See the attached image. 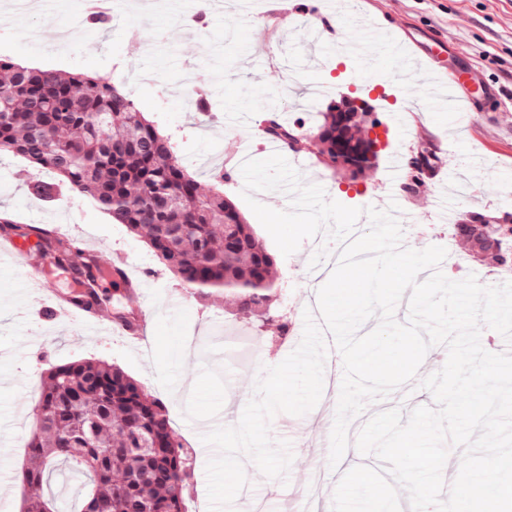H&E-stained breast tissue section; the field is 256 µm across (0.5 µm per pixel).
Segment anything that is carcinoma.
<instances>
[{
    "mask_svg": "<svg viewBox=\"0 0 512 512\" xmlns=\"http://www.w3.org/2000/svg\"><path fill=\"white\" fill-rule=\"evenodd\" d=\"M334 112L322 113L311 132L265 121L269 133L300 152L316 142L323 164L353 176L376 165L378 152L361 137L370 112L352 113L344 125L345 150L336 143ZM9 152L48 169L58 182L36 181L35 194L51 198L62 186L91 199L144 239L182 287L204 298L233 295L234 316L248 324L277 322V339L288 333L280 313L283 294L275 260L235 205L218 190H204L176 156L170 137L146 120L110 81L82 73L24 67L0 56V154ZM438 155L424 146L410 161L409 189L430 175ZM0 234L28 244L65 272L77 291L70 301L134 318L123 305L134 285L104 258L79 252L74 240L51 229L18 224L0 209ZM457 241L472 246L481 236L500 243L490 252L512 272V217L499 220L471 212L453 224ZM112 280V293L99 290ZM41 421L28 439L18 475L36 489L24 512H59L41 492L49 474L63 468L84 478L76 512H186L190 458L175 434L169 410L119 365L85 358L50 366L37 402Z\"/></svg>",
    "mask_w": 512,
    "mask_h": 512,
    "instance_id": "1",
    "label": "carcinoma"
}]
</instances>
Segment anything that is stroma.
I'll return each instance as SVG.
<instances>
[{
	"instance_id": "1",
	"label": "stroma",
	"mask_w": 512,
	"mask_h": 512,
	"mask_svg": "<svg viewBox=\"0 0 512 512\" xmlns=\"http://www.w3.org/2000/svg\"><path fill=\"white\" fill-rule=\"evenodd\" d=\"M19 2L0 0V56L43 69L95 74L119 86L170 137L183 165L204 189L220 188L252 224L275 256L288 309L303 315L310 294L322 285L311 270L328 263L332 245L320 235L303 241L293 255H280L242 198L241 170L231 162L239 139L263 143L265 102L276 104L282 123L309 128L342 97L357 94L335 53L323 55L319 66H308L306 32L283 17L290 0H265L256 16L241 15L234 0H227L220 12L204 11L202 0H122L117 17L104 30L82 24L83 0H32L28 9ZM355 6L394 25L418 48L442 43L440 64L448 71L474 67L487 83L472 90L480 119L440 110L426 97L397 100L390 112L379 111L372 99L370 111L388 130L374 169L353 179L308 153H288V162L306 183L322 186L330 199L348 207H363L375 196H394L415 218L403 227L404 239L415 250L437 242L427 225L444 230L465 212H512V0H355ZM195 87L211 93L208 121H198L193 112ZM230 110L247 113L249 126L226 129L224 115ZM426 144L440 157L434 175L414 194L404 192L401 184H389L393 152L407 159ZM217 168L227 173L220 185L211 178ZM34 175L28 161L0 156V208L20 223L41 219L61 234L94 241L106 257L126 259L146 287L144 296L126 306L149 310L153 332L141 345L111 331L94 335L66 323L48 328L34 318L19 323L16 310L34 306L35 300L17 291L21 269L0 266V351L9 353L0 365V427L11 432L10 442L0 445V512H22L23 498L30 493L20 485L17 471L33 428L43 370L93 356L120 365L167 406L174 429L195 459L187 500L207 503L203 435L217 424L238 423L265 368L296 349L302 328H295L294 341L274 347L267 341L274 323H265L258 332L246 328L233 319L232 299L223 293L167 306L179 285L143 239L86 197L31 194ZM433 403L432 395L412 381L368 404L350 424L360 428L379 411L399 407L407 412ZM334 417V407L321 403L302 416L273 417L271 436L290 442L293 461L285 479L251 478L265 512H283L291 496L333 494L342 473L354 466H378L375 456L350 449L337 469H330Z\"/></svg>"
}]
</instances>
